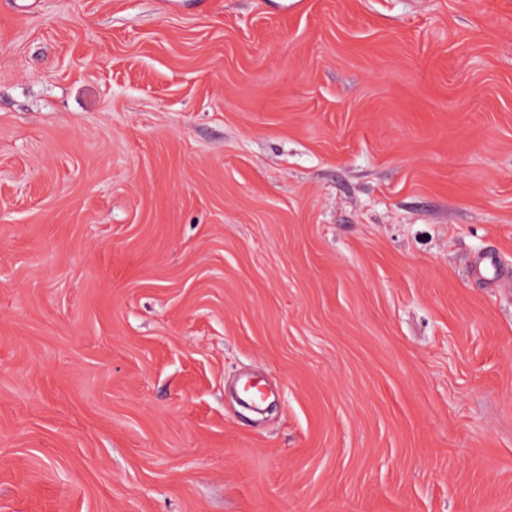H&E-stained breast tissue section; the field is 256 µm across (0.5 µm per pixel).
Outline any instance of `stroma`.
<instances>
[{
	"label": "stroma",
	"mask_w": 512,
	"mask_h": 512,
	"mask_svg": "<svg viewBox=\"0 0 512 512\" xmlns=\"http://www.w3.org/2000/svg\"><path fill=\"white\" fill-rule=\"evenodd\" d=\"M0 512H512V0H0Z\"/></svg>",
	"instance_id": "obj_1"
}]
</instances>
